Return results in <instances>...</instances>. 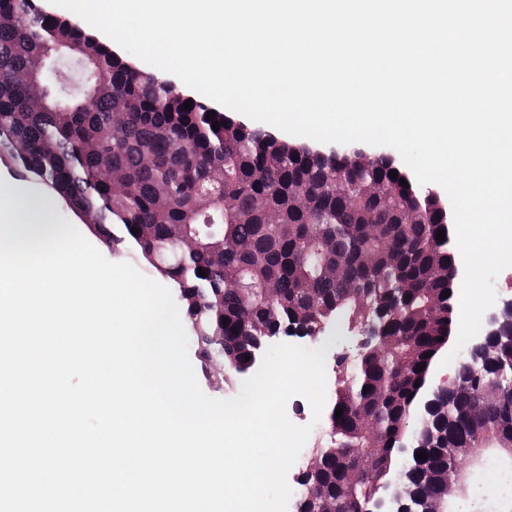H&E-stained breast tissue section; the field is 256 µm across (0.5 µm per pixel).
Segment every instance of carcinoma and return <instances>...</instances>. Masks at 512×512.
<instances>
[{
  "instance_id": "cac0c4a2",
  "label": "carcinoma",
  "mask_w": 512,
  "mask_h": 512,
  "mask_svg": "<svg viewBox=\"0 0 512 512\" xmlns=\"http://www.w3.org/2000/svg\"><path fill=\"white\" fill-rule=\"evenodd\" d=\"M39 57L49 59L51 79L36 98L23 76ZM210 110L36 0H0V160L86 215L112 254L133 252L168 280L195 358L203 367L223 359L222 382L237 392L236 378L284 330L374 327L380 347L336 364L300 509L332 502L336 512H368L396 466L408 512H434L477 449L512 457V309L489 336L492 351L476 359L464 350L454 377L416 410L433 360L425 353L447 343L455 314L454 249L450 236L436 239L448 230V209L400 185L405 174L386 159L368 168L354 154L327 159L223 110L208 120ZM217 168L221 187L212 183ZM105 169L122 182L103 179ZM343 178L374 180L382 192L344 191ZM269 211L278 223H267ZM212 224L223 226L224 247L181 250L183 237H204ZM270 281L277 294L268 299L260 286ZM404 436L428 457L402 453Z\"/></svg>"
}]
</instances>
